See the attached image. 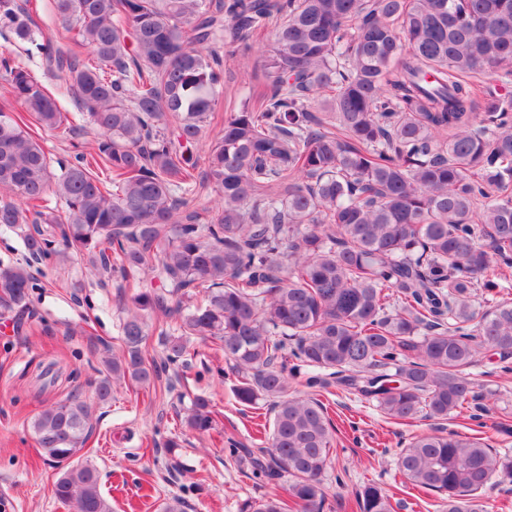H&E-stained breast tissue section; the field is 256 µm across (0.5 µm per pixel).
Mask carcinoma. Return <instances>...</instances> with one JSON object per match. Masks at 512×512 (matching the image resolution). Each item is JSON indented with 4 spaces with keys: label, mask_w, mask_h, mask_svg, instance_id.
<instances>
[{
    "label": "carcinoma",
    "mask_w": 512,
    "mask_h": 512,
    "mask_svg": "<svg viewBox=\"0 0 512 512\" xmlns=\"http://www.w3.org/2000/svg\"><path fill=\"white\" fill-rule=\"evenodd\" d=\"M54 10L64 50L36 42L19 0H0V27L64 75L98 137L53 173L20 113L50 131L67 113L0 53L14 101L0 107V226L28 254L0 267V305L28 311L32 264L53 258L87 253L95 270L135 281L153 272L158 287L130 298L120 351L102 360L98 401L114 379L156 378L144 355L154 329L166 367L191 336L219 341L237 399L272 402L252 474L288 482V497L240 512H325L334 425L318 395L331 387L398 421L479 418L467 369L494 350L512 373L508 287L484 277L512 268V0H54ZM270 27L258 57L270 89L197 156L221 84L216 45L247 48ZM313 95L329 97L326 112L312 110ZM207 190L213 205L186 208ZM186 396L187 428L214 429L209 399ZM31 428L60 469L54 498L112 512L97 468L80 461L92 407L74 391ZM397 465L441 512H485L481 493L512 481L511 454L439 429L412 438ZM355 506L393 512L373 483Z\"/></svg>",
    "instance_id": "obj_1"
}]
</instances>
